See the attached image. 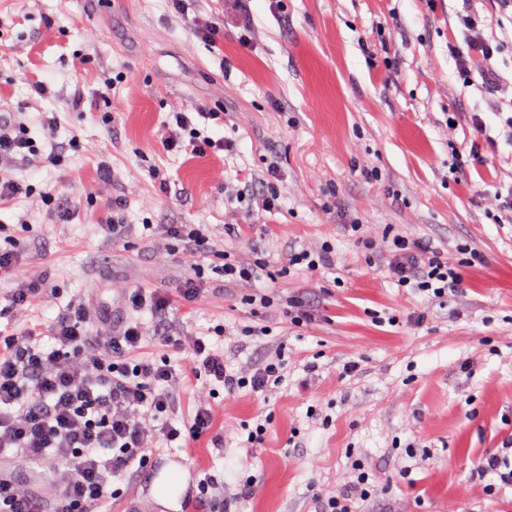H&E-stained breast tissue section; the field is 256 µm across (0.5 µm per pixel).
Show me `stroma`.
I'll return each mask as SVG.
<instances>
[{"instance_id":"1","label":"stroma","mask_w":512,"mask_h":512,"mask_svg":"<svg viewBox=\"0 0 512 512\" xmlns=\"http://www.w3.org/2000/svg\"><path fill=\"white\" fill-rule=\"evenodd\" d=\"M250 43L226 27L219 47L195 37L165 0H0V110L21 113L40 156L8 176L32 194L0 209V222H25L14 243L21 272L50 276L53 292L36 301L31 323H45L75 295L109 306L136 289L173 288L191 259H172L156 224H207L216 239L237 225L233 247L262 251L274 268L291 251L331 242L335 273L299 268L278 281L279 302L254 311L248 289L214 277L190 309L141 315V355L183 362L161 347L158 331L212 335L231 369L283 355L288 379L276 392L227 393L204 380L176 387L172 410L192 414L208 400L224 438L152 452L114 479L111 512L154 503V483L184 456V483L165 512H313L314 494L340 488L349 461L361 459L382 486L367 512H512V490L487 497L473 473L480 457L512 438V224L498 223L484 200L512 181V138L498 117L512 97V17L481 12L500 44L491 65L511 87L499 92L480 75L463 80L448 54L461 0H249ZM121 83L111 101L99 75ZM47 84L48 97L33 93ZM203 104L225 112L206 133L227 151H167L169 112ZM53 113V130L38 115ZM480 113L482 130L452 113ZM492 147L484 162L453 172L456 153L478 134ZM65 167L41 162L56 148ZM277 159L280 207L259 212L251 199L224 202V186L265 177ZM163 169L159 192L149 176ZM53 190L72 206L61 223L41 198ZM122 198L127 244L113 242L112 199ZM389 226L453 250L467 288L427 309L421 296L392 283L386 256L348 233L346 218ZM313 302L307 326L288 322L283 297ZM248 326L266 327L247 336ZM267 422L262 445L249 429ZM418 441L416 450L408 442ZM213 479L221 499L196 498ZM251 482L252 493L240 487Z\"/></svg>"}]
</instances>
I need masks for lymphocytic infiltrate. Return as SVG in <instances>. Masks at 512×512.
Segmentation results:
<instances>
[{
    "label": "lymphocytic infiltrate",
    "instance_id": "obj_1",
    "mask_svg": "<svg viewBox=\"0 0 512 512\" xmlns=\"http://www.w3.org/2000/svg\"><path fill=\"white\" fill-rule=\"evenodd\" d=\"M460 40L448 43L459 74L471 75L478 63H490L499 51L486 36L479 16L469 8L457 11ZM220 125L222 111L197 107L196 111L170 112L162 139L169 151L204 153L220 151L224 140H215L196 126L197 119ZM38 147L25 123L10 120L0 127V163L16 162L37 154ZM355 235L389 258L391 277L402 288L426 295L440 304L462 292L463 273L450 253L423 238L377 231L372 225L353 223ZM156 236L168 241L169 255L192 258L191 274L177 293L156 289L129 297L120 323L111 310L92 312L86 296L72 298L49 325L28 324L0 336V454L19 450L30 461L53 457V480L59 493L48 512H98L107 505L109 487L132 464L147 465L158 444H188L203 435L220 442L212 431V410L207 401L197 404L191 422L177 426L172 417L171 388L181 376L171 364L138 355L142 326L135 314L147 309L165 314L174 301L195 303L204 292L206 272L249 285L247 303L254 310L273 304V289L256 287L260 278L275 279L264 258L241 257L232 247L217 249L204 224H159ZM212 267H205V260ZM18 256L0 249V276L14 280L11 312L20 316L45 289L46 280H33L19 271ZM97 321L99 330L89 335L86 326ZM166 344L189 356L188 374L222 384L233 393L247 388L270 392L285 379L284 358L275 356L247 371L232 372L224 353L201 336H165ZM486 483L485 494L494 497L512 489V439L502 448L483 455L475 469ZM360 464L347 471L335 495L318 497L317 512H361L363 502L378 496ZM0 512H47L39 495L26 484L0 474Z\"/></svg>",
    "mask_w": 512,
    "mask_h": 512
}]
</instances>
